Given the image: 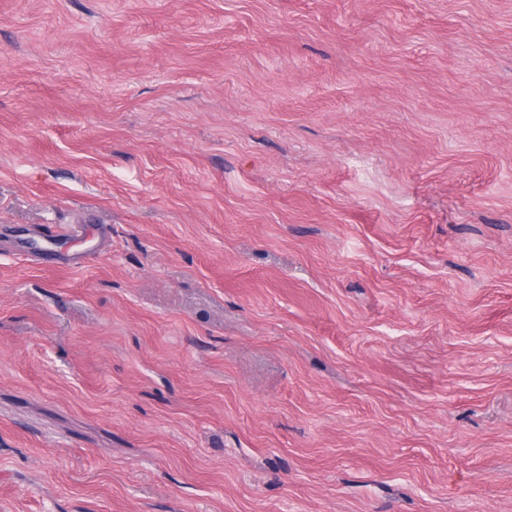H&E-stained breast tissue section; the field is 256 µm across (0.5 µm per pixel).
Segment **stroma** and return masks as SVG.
<instances>
[{"instance_id": "stroma-1", "label": "stroma", "mask_w": 512, "mask_h": 512, "mask_svg": "<svg viewBox=\"0 0 512 512\" xmlns=\"http://www.w3.org/2000/svg\"><path fill=\"white\" fill-rule=\"evenodd\" d=\"M0 512H512V0H0Z\"/></svg>"}]
</instances>
